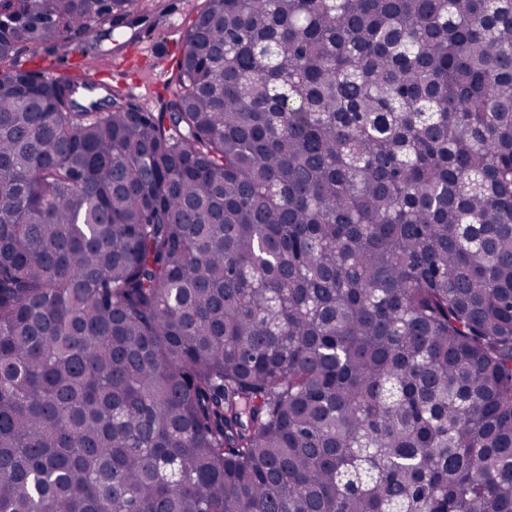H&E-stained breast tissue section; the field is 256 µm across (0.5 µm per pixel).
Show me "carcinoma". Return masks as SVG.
<instances>
[{
  "instance_id": "obj_1",
  "label": "carcinoma",
  "mask_w": 512,
  "mask_h": 512,
  "mask_svg": "<svg viewBox=\"0 0 512 512\" xmlns=\"http://www.w3.org/2000/svg\"><path fill=\"white\" fill-rule=\"evenodd\" d=\"M0 0V512H512V0H205L164 112Z\"/></svg>"
}]
</instances>
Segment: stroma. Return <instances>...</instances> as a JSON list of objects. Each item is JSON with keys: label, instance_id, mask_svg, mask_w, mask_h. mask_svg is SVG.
<instances>
[{"label": "stroma", "instance_id": "obj_1", "mask_svg": "<svg viewBox=\"0 0 512 512\" xmlns=\"http://www.w3.org/2000/svg\"><path fill=\"white\" fill-rule=\"evenodd\" d=\"M202 3L203 0H172L169 14L161 15L154 29L142 31L139 38H132L127 29L116 32L122 47L108 55L97 57L81 50L64 58L59 51L43 47L36 54L27 55L26 65L41 73L50 64L65 72L100 70L103 83L126 87L142 108L161 111L174 88L185 32Z\"/></svg>", "mask_w": 512, "mask_h": 512}]
</instances>
